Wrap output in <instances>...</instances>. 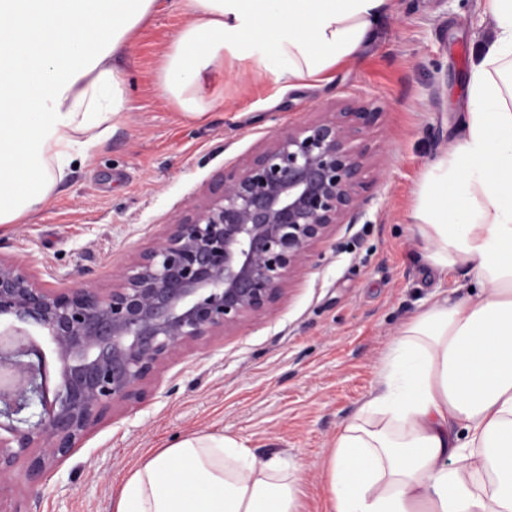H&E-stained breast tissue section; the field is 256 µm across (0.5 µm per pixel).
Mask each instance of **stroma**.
Wrapping results in <instances>:
<instances>
[{
  "label": "stroma",
  "instance_id": "1",
  "mask_svg": "<svg viewBox=\"0 0 512 512\" xmlns=\"http://www.w3.org/2000/svg\"><path fill=\"white\" fill-rule=\"evenodd\" d=\"M180 10L164 6L125 50L131 112L39 210L0 228V255L19 257L54 288L96 283L151 246L224 170L321 113L374 109L356 139L368 161L354 224L337 225L292 277L270 314L184 347L34 483L0 491V512H112V494L147 452L196 431L246 440L260 456L301 464L299 512H325L330 450L373 390L398 331L438 280L419 259L408 213L421 170L455 131L467 101L469 58L488 26L478 0H401L357 59L329 81L291 87L226 67L224 98L204 118L181 116L156 73Z\"/></svg>",
  "mask_w": 512,
  "mask_h": 512
}]
</instances>
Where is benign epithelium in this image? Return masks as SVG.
I'll use <instances>...</instances> for the list:
<instances>
[{"label":"benign epithelium","mask_w":512,"mask_h":512,"mask_svg":"<svg viewBox=\"0 0 512 512\" xmlns=\"http://www.w3.org/2000/svg\"><path fill=\"white\" fill-rule=\"evenodd\" d=\"M373 117L366 107L324 112L277 135L112 271L109 288H47L25 262L0 256V315L35 323L61 367L51 397L33 341L19 334L0 349V485H31L108 410L140 401L184 346L270 313L315 246L368 204L360 192L366 152L353 141ZM36 402L38 421L18 427Z\"/></svg>","instance_id":"7a95c632"}]
</instances>
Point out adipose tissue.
I'll use <instances>...</instances> for the list:
<instances>
[{
  "label": "adipose tissue",
  "mask_w": 512,
  "mask_h": 512,
  "mask_svg": "<svg viewBox=\"0 0 512 512\" xmlns=\"http://www.w3.org/2000/svg\"><path fill=\"white\" fill-rule=\"evenodd\" d=\"M157 69L163 97L203 118L225 61L296 86L354 60L397 0H180ZM159 0H0V225L38 211L130 111L129 41ZM470 59L446 148L409 215L439 276L468 265L471 294H437L392 341L376 388L336 436L328 512H512V0ZM300 465L197 432L148 452L112 512H297Z\"/></svg>",
  "instance_id": "ef3b65f1"
}]
</instances>
